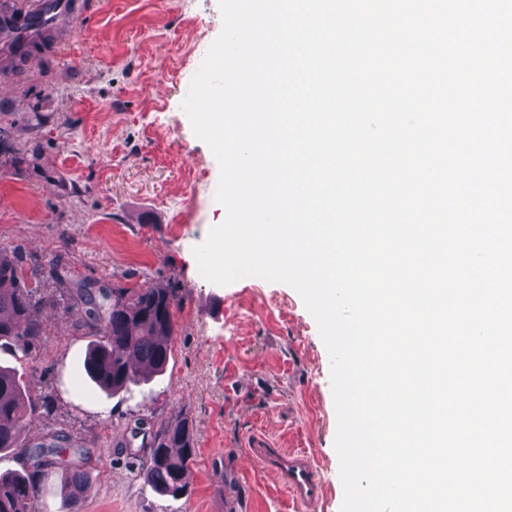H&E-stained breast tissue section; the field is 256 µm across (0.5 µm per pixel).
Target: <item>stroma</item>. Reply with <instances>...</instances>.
Here are the masks:
<instances>
[{
    "label": "stroma",
    "instance_id": "stroma-1",
    "mask_svg": "<svg viewBox=\"0 0 512 512\" xmlns=\"http://www.w3.org/2000/svg\"><path fill=\"white\" fill-rule=\"evenodd\" d=\"M76 34L56 36L26 75L0 73V126L16 160L0 166V244L23 269L56 260L99 285L173 288L179 306L164 373L108 395L86 376L90 330L64 306L46 309L49 335L0 366L48 398L26 439L67 436L70 467L88 470L66 499L55 472L36 512H294L277 474L247 450L256 433L317 465L326 495L309 512H340L330 357L289 285L249 276L204 278L193 253L225 220L219 164L182 108L222 30L219 0H82ZM186 416L195 457L190 491L162 496L141 476L134 419Z\"/></svg>",
    "mask_w": 512,
    "mask_h": 512
}]
</instances>
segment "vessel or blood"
<instances>
[{"label": "vessel or blood", "mask_w": 512, "mask_h": 512, "mask_svg": "<svg viewBox=\"0 0 512 512\" xmlns=\"http://www.w3.org/2000/svg\"><path fill=\"white\" fill-rule=\"evenodd\" d=\"M42 8L52 28L75 30V11L70 0H43ZM251 450L280 475L288 495L298 506L308 507L323 499L321 473L304 455L284 451L261 438L253 440Z\"/></svg>", "instance_id": "vessel-or-blood-1"}]
</instances>
